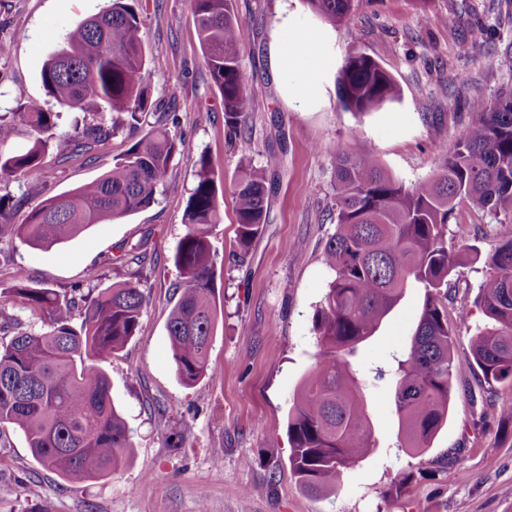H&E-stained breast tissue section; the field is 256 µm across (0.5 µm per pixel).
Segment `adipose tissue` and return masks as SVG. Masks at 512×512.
I'll list each match as a JSON object with an SVG mask.
<instances>
[{
  "label": "adipose tissue",
  "mask_w": 512,
  "mask_h": 512,
  "mask_svg": "<svg viewBox=\"0 0 512 512\" xmlns=\"http://www.w3.org/2000/svg\"><path fill=\"white\" fill-rule=\"evenodd\" d=\"M326 34L308 35L288 7H281L273 49L275 71L287 96L308 108L324 95L323 74L333 61L326 52Z\"/></svg>",
  "instance_id": "obj_1"
}]
</instances>
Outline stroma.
Masks as SVG:
<instances>
[{"label":"stroma","instance_id":"35a3bbf8","mask_svg":"<svg viewBox=\"0 0 512 512\" xmlns=\"http://www.w3.org/2000/svg\"><path fill=\"white\" fill-rule=\"evenodd\" d=\"M107 2L0 0V42L11 47L0 56V113L20 103L59 111L45 93L43 63L69 29ZM275 4L235 0L251 91L241 144L224 126L187 0H137L146 53L161 61L149 76L151 97L173 101L186 141L155 203L49 248L0 242V289L21 268L36 288L99 290L132 280L151 298L137 335L103 365L132 433L124 467L107 479L68 482L34 459L21 432L0 430V512H512V432L499 412L512 403V382L490 388L467 367L470 332L485 321L473 301L499 224L466 200L446 234L449 245L469 247L468 261L449 277L447 302L452 314L469 306L454 349L463 369L431 448L413 457L398 448L394 381L373 378L410 343L423 303L415 288L354 359L366 379L377 451L335 493L316 496L293 477L288 440L293 394L316 362L313 317L334 278L323 258L336 227L331 145L366 140L406 183L430 175L440 162L436 145L454 147L471 119L467 99L512 94V0H359L341 24L311 14L305 0H288L311 29L332 33L335 62L361 53L394 79L399 100L363 116L342 110L334 69L318 105L302 109L285 97L272 65ZM477 28L483 36L476 40ZM127 147L119 136L88 156L47 159L33 175L0 182V194L37 205L101 177ZM203 155L222 215L210 233L214 373L188 387L177 375L166 323L178 299L173 255ZM245 164L266 178L268 218L245 262L236 263L232 186Z\"/></svg>","mask_w":512,"mask_h":512}]
</instances>
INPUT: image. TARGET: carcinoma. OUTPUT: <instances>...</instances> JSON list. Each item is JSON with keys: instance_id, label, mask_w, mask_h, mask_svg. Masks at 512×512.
Returning a JSON list of instances; mask_svg holds the SVG:
<instances>
[{"instance_id": "carcinoma-1", "label": "carcinoma", "mask_w": 512, "mask_h": 512, "mask_svg": "<svg viewBox=\"0 0 512 512\" xmlns=\"http://www.w3.org/2000/svg\"><path fill=\"white\" fill-rule=\"evenodd\" d=\"M111 5L74 26L45 60L41 80L62 107L92 115L67 130L59 113L34 104L0 115V148L16 122L29 127L31 147L0 152V178L37 172L49 156H83L127 129L141 135L107 173L73 192L50 196L14 220L24 198L0 195V240L50 247L93 224L131 215L156 200L175 156L185 149L178 116L144 126L142 117L162 105L145 77L160 62L147 56L141 22L129 0ZM332 23L349 19L358 0H305ZM205 64L224 105V124H245L248 80L240 65L243 21L235 0H190ZM340 103L355 114L374 112L399 98L393 78L363 54L345 58L338 73ZM472 119L452 151H440L439 169L407 185L378 161L364 140L339 147L334 173L336 229L324 245L334 272L313 317L319 347L313 372L301 383L288 411L293 475L307 492L336 489L344 474L376 448L369 406L353 356L375 336L384 319L416 285L424 303L409 347L397 361L394 407L398 447L417 455L431 447L448 421L449 401L461 364L454 347L465 326L463 311L448 323V276L467 246L448 247L445 230L466 199L503 217L500 239L489 255L475 303L486 317L470 338L469 369L493 386L512 381V95L469 102ZM196 184L173 256L181 295L166 331L181 382L193 386L212 374L209 359L216 323L213 302L216 255L209 234L221 222L211 163L200 156ZM233 195L243 262L267 219L264 177L241 167ZM21 270L0 298L18 301L48 330L0 325V428L25 436L32 456L68 481L108 478L125 464L131 437L111 395L102 363L137 334L149 296L127 281L87 292L31 288Z\"/></svg>"}]
</instances>
